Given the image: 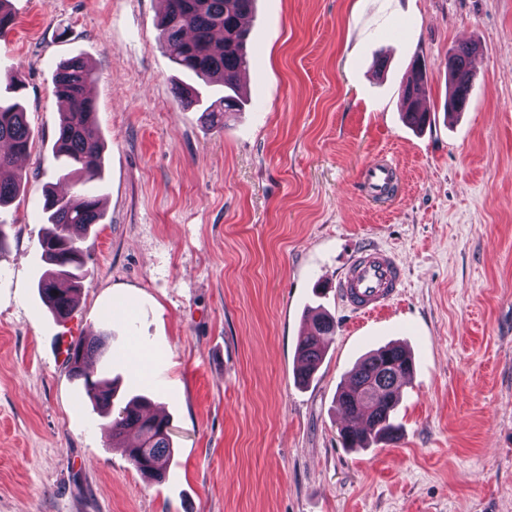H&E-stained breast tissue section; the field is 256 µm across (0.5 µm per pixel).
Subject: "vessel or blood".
<instances>
[{
    "label": "vessel or blood",
    "instance_id": "1",
    "mask_svg": "<svg viewBox=\"0 0 512 512\" xmlns=\"http://www.w3.org/2000/svg\"><path fill=\"white\" fill-rule=\"evenodd\" d=\"M393 163L372 164L365 172L370 196H389L395 184ZM404 288L402 268L389 251L371 247L359 251L350 260L344 277L336 284V293L352 310L368 316L391 300Z\"/></svg>",
    "mask_w": 512,
    "mask_h": 512
}]
</instances>
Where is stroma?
Listing matches in <instances>:
<instances>
[{"mask_svg":"<svg viewBox=\"0 0 512 512\" xmlns=\"http://www.w3.org/2000/svg\"><path fill=\"white\" fill-rule=\"evenodd\" d=\"M0 73L23 85L25 191L0 210V512H512V0H255L241 111L174 64L162 0H10ZM478 46L468 105L444 114L446 61ZM387 69L378 72L377 57ZM94 72L104 217L68 324L42 304L43 191L60 187L56 70ZM424 63L432 123L401 116ZM199 92L183 108L182 87ZM392 161L398 187L364 174ZM380 246L403 293L362 316L323 291ZM336 333L297 386L309 311ZM407 330L415 375L396 443L344 447L336 391ZM168 412L173 456L147 481L60 353ZM395 166L391 162L374 163L365 172V183L370 196L382 198L392 195L395 185Z\"/></svg>","mask_w":512,"mask_h":512,"instance_id":"stroma-1","label":"stroma"}]
</instances>
